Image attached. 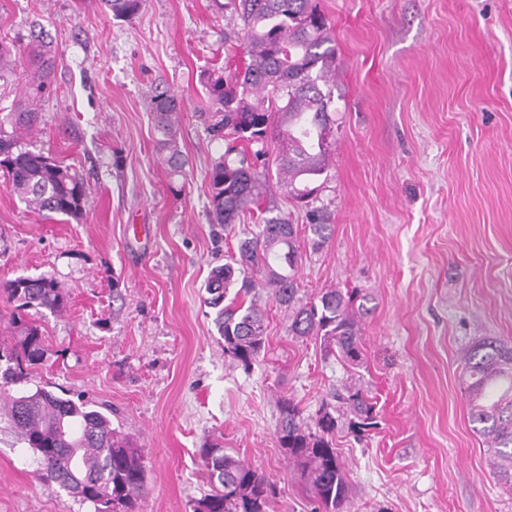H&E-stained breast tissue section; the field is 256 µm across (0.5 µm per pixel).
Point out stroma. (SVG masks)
<instances>
[{
    "mask_svg": "<svg viewBox=\"0 0 512 512\" xmlns=\"http://www.w3.org/2000/svg\"><path fill=\"white\" fill-rule=\"evenodd\" d=\"M225 0H145L131 21L102 0H0V108L27 89L33 25L49 34L54 85L22 148L84 179L80 219H50L0 184V283L54 278L59 312L29 313L44 360L31 387L84 403L127 436L146 467L136 512H193L212 490L214 446L269 475L268 512H315L276 438V400L305 418L351 372L319 340H295L267 306V348L251 370L224 353L205 299L211 268L237 247L211 223L207 177L224 151L198 121L200 74L241 22ZM336 37L333 146L318 197L332 213L301 266L307 297L357 288L359 375L376 428L333 444L351 495L344 512H512L468 419L462 350L512 341V0H318ZM182 103V192L155 154L147 98ZM33 451L0 414V512H94L40 479Z\"/></svg>",
    "mask_w": 512,
    "mask_h": 512,
    "instance_id": "1",
    "label": "stroma"
}]
</instances>
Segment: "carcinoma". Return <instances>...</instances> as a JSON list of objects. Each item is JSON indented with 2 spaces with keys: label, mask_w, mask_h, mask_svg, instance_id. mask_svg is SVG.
I'll use <instances>...</instances> for the list:
<instances>
[{
  "label": "carcinoma",
  "mask_w": 512,
  "mask_h": 512,
  "mask_svg": "<svg viewBox=\"0 0 512 512\" xmlns=\"http://www.w3.org/2000/svg\"><path fill=\"white\" fill-rule=\"evenodd\" d=\"M116 20H131L145 0H103ZM224 7L242 22L243 35L224 43V64L203 74L209 111L206 131L224 141V152L208 174L209 217L213 224H239L248 217L255 230L240 238L237 257L213 267L206 303L224 353L244 369L266 352V309L262 294L288 312V334L316 336L327 355L355 368L362 360L360 318L367 296L357 289L327 288L306 301L298 270L305 253L319 251L330 236L331 213L315 205L327 171L335 120L333 82L336 39L317 0H228ZM52 45L32 29L27 54L34 67L23 98L0 113V175L27 207L48 216L79 219L86 188L83 180L54 159L23 149L18 133L39 121V102L53 84ZM181 101L156 86L150 97L155 151L171 184L184 188L187 160L180 147ZM288 193L306 208L305 235L281 213L270 194V163ZM235 293H230L232 288ZM0 292L19 310L62 308V289L51 277H18ZM20 348L0 350V400L10 422L36 453L39 478L50 480L95 512H136L145 491V465L128 440L112 429L107 416L44 389L29 390L28 369L41 364L39 329L22 319ZM469 417L486 439L494 474L512 478V342L482 337L463 351ZM346 405L356 434L377 426L375 397L350 383L332 394ZM277 441L301 472L324 512H344L349 485L332 443L336 408L322 404L310 427L294 399H278ZM203 460L213 479L212 493L194 512H267L276 485L257 468L222 448H206Z\"/></svg>",
  "instance_id": "1"
}]
</instances>
